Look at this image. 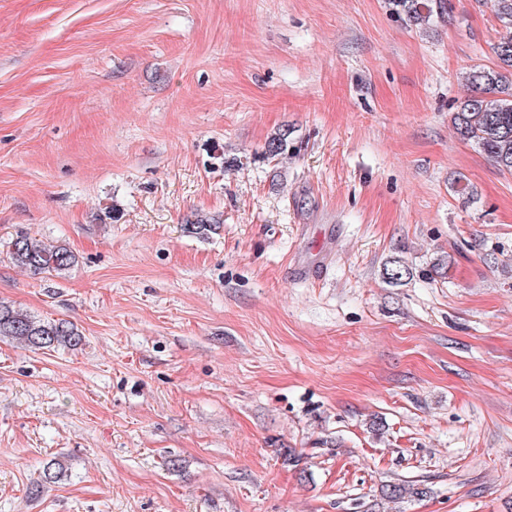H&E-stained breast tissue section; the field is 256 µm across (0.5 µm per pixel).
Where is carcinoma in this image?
<instances>
[{"label": "carcinoma", "mask_w": 512, "mask_h": 512, "mask_svg": "<svg viewBox=\"0 0 512 512\" xmlns=\"http://www.w3.org/2000/svg\"><path fill=\"white\" fill-rule=\"evenodd\" d=\"M396 10L415 26L427 28L445 10V0H392ZM496 19L511 35L492 48L495 63L476 65L466 72L471 94L460 99L453 113L457 134L484 153L502 172L512 173V0H489ZM290 132L282 129L268 141L270 157L288 154ZM187 230L200 237L215 231L205 216L187 222ZM10 259L34 275L68 271L78 263L76 255L64 245H43L27 235L12 240ZM385 278L399 284L410 275L409 268L397 259L384 268ZM0 338L14 340L34 349H75L83 336L67 320L38 319L11 304L0 301Z\"/></svg>", "instance_id": "obj_1"}]
</instances>
